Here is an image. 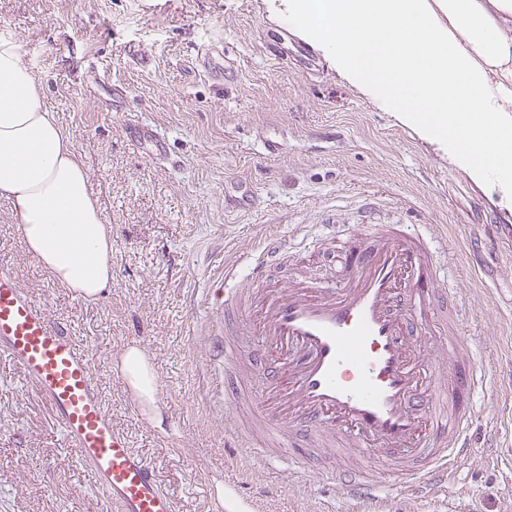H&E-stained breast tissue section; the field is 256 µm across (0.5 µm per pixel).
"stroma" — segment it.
<instances>
[{
  "label": "stroma",
  "instance_id": "obj_1",
  "mask_svg": "<svg viewBox=\"0 0 512 512\" xmlns=\"http://www.w3.org/2000/svg\"><path fill=\"white\" fill-rule=\"evenodd\" d=\"M287 23L288 0H0V38L41 80L112 226V286L84 301L56 283L27 252L4 198L0 262L85 347L113 423L156 468L178 512H208L210 489L233 481L255 496L254 512H352L323 477L343 452L319 449L296 478L226 456L224 436L240 418L233 395H213L222 362L210 344L221 327L211 294L228 267L236 287H248L250 256L272 236L296 250L272 270L274 283L309 275L337 287L336 243L322 223L345 225L357 241L367 201L377 225H426L449 287L472 309L466 331L495 371L476 397L474 452L452 493L400 489L384 465L371 477L382 484V512H512V240L492 243L488 231L512 225V213L324 51L274 59L263 35ZM204 43L223 46L213 60L222 78L195 64ZM131 45L147 65L128 61ZM97 69L111 83L98 82ZM137 124L164 132V154L130 136ZM129 344L161 380L164 427L133 411L113 370ZM0 512H106L51 411L1 356Z\"/></svg>",
  "mask_w": 512,
  "mask_h": 512
}]
</instances>
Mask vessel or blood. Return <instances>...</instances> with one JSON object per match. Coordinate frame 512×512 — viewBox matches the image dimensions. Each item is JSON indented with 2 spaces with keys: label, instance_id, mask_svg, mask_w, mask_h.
<instances>
[{
  "label": "vessel or blood",
  "instance_id": "b4317fda",
  "mask_svg": "<svg viewBox=\"0 0 512 512\" xmlns=\"http://www.w3.org/2000/svg\"><path fill=\"white\" fill-rule=\"evenodd\" d=\"M291 247L267 241L252 260L253 287L224 291V368L242 389L236 411L256 418L265 436L250 448L231 435L230 455L279 461L296 473L307 464L304 448L327 439L371 463L398 465L402 487L447 490L472 451V398L489 366L463 330L465 303L441 292L427 234L403 224L361 234L343 282L331 289L305 277L285 288L266 282L268 263ZM249 308L262 322L255 351L239 337ZM444 318L458 329L447 347L460 356L446 370L428 347ZM0 355L34 385L111 512H177L155 468L113 425L85 351L5 265ZM327 477L349 499H378L362 469Z\"/></svg>",
  "mask_w": 512,
  "mask_h": 512
}]
</instances>
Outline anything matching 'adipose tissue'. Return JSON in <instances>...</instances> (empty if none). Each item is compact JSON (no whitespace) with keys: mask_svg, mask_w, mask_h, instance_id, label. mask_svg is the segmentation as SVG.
Instances as JSON below:
<instances>
[{"mask_svg":"<svg viewBox=\"0 0 512 512\" xmlns=\"http://www.w3.org/2000/svg\"><path fill=\"white\" fill-rule=\"evenodd\" d=\"M288 18L374 100L397 110L512 210V0H288ZM0 196L28 252L93 301L112 286V227L89 173L16 45L0 39ZM117 365L153 423L155 372L122 348Z\"/></svg>","mask_w":512,"mask_h":512,"instance_id":"ef3b65f1","label":"adipose tissue"}]
</instances>
